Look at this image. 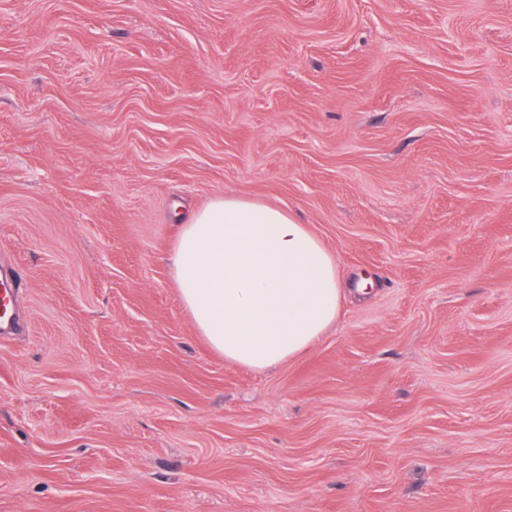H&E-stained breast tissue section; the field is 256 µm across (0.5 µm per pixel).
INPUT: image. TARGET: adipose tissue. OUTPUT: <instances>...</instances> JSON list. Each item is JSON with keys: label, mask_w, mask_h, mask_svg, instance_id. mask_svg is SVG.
<instances>
[{"label": "adipose tissue", "mask_w": 512, "mask_h": 512, "mask_svg": "<svg viewBox=\"0 0 512 512\" xmlns=\"http://www.w3.org/2000/svg\"><path fill=\"white\" fill-rule=\"evenodd\" d=\"M171 263L196 331L233 365L264 370L296 358L338 317L334 255L279 207L213 198L182 224Z\"/></svg>", "instance_id": "obj_1"}]
</instances>
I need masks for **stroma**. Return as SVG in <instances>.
<instances>
[{
	"label": "stroma",
	"instance_id": "obj_1",
	"mask_svg": "<svg viewBox=\"0 0 512 512\" xmlns=\"http://www.w3.org/2000/svg\"><path fill=\"white\" fill-rule=\"evenodd\" d=\"M287 208L346 295L257 371L176 208ZM0 512H512V0H0ZM22 285L18 270L0 269V330L11 325L15 319L14 303Z\"/></svg>",
	"mask_w": 512,
	"mask_h": 512
}]
</instances>
